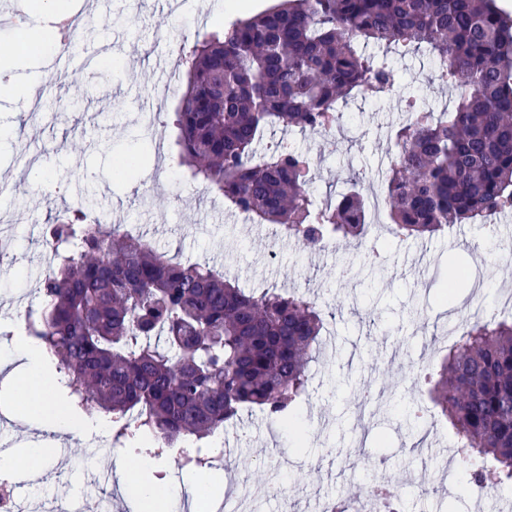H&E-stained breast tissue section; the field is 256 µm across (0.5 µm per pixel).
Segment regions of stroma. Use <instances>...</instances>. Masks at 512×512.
<instances>
[{
	"mask_svg": "<svg viewBox=\"0 0 512 512\" xmlns=\"http://www.w3.org/2000/svg\"><path fill=\"white\" fill-rule=\"evenodd\" d=\"M68 0L69 13L85 27L72 55L85 63L77 72L30 64L25 75L40 79L38 109L30 99H0V127L14 128L33 113L22 144L0 141V184L12 192L0 200V258L10 262L0 278V328L25 311L39 294L48 272L42 244L49 218L84 204L94 212H120L123 224L156 251L205 263L245 288L295 290L317 298L327 326V345L311 368V382L298 414V433L281 431L256 408L243 409L214 443L224 446V488L244 497L247 512H318L320 501L345 499L351 488L366 489L383 480L401 492L403 512H472L477 500L465 484L442 486V459L412 449L422 430L407 431L400 412L377 411L360 428L354 405L363 388L384 391L402 402L430 407L427 373L435 367L439 344L428 325L456 309L465 314L471 289H460L455 307L438 300L453 263L480 271L488 303L512 277L500 257L502 233L491 239L479 224H461L452 236L431 240H392L387 228L373 229L381 244L382 278L376 287L355 278H338L343 259L358 260L368 247L337 243L309 251L275 238L267 224H250L228 211L222 197L175 175L169 150L170 116L177 92L166 85L184 42L214 26L258 13L274 0ZM433 65L416 55L396 64V87L385 101L357 98L344 109L332 134L267 129L259 144L268 151L293 143L314 159L317 199L343 191L359 174L368 198L378 197V169L388 160L387 134L401 119L404 99L417 94L436 110L452 105L455 87L433 80ZM79 107H72V100ZM164 151H157V144ZM136 156L134 178L114 173L118 159ZM38 177H31V168ZM21 361L0 368V418L5 440L23 456L37 432L24 419L29 393ZM56 450L43 458L42 482L25 486L26 512H39L56 500H79L96 512H131L112 483L93 484L92 470H115L120 458L109 451L92 454L90 435H54ZM296 491L289 503L268 496L271 474Z\"/></svg>",
	"mask_w": 512,
	"mask_h": 512,
	"instance_id": "1",
	"label": "stroma"
}]
</instances>
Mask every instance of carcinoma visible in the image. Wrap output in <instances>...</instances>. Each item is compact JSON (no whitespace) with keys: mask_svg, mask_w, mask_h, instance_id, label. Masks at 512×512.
<instances>
[{"mask_svg":"<svg viewBox=\"0 0 512 512\" xmlns=\"http://www.w3.org/2000/svg\"><path fill=\"white\" fill-rule=\"evenodd\" d=\"M423 51L460 93L444 112L406 98L383 175L391 235L488 225L512 212V13L497 0H277L197 35L181 49L186 87L172 121L182 176L305 248L366 239L358 190L319 202L308 152L280 145L257 162V145L268 126L333 132L349 100L392 92V56ZM85 220L76 208L47 225L57 262L40 285L46 303L27 313L76 407L111 416L115 440L151 458L213 437L244 407L294 422L322 352L315 302L246 291ZM427 381L461 451L492 461L469 484L512 481V320L467 323Z\"/></svg>","mask_w":512,"mask_h":512,"instance_id":"obj_1","label":"carcinoma"}]
</instances>
